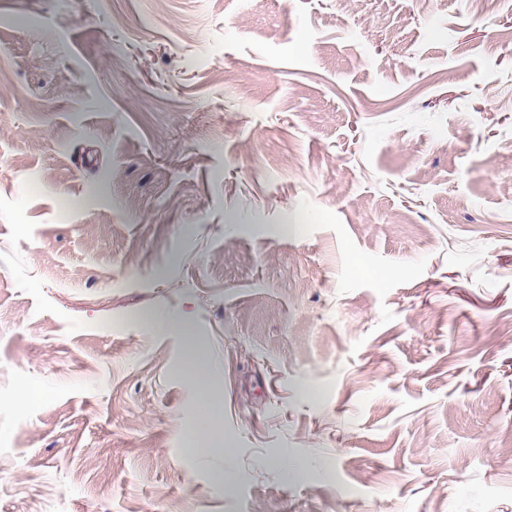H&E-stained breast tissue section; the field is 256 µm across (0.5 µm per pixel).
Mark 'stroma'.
I'll return each mask as SVG.
<instances>
[{"mask_svg": "<svg viewBox=\"0 0 512 512\" xmlns=\"http://www.w3.org/2000/svg\"><path fill=\"white\" fill-rule=\"evenodd\" d=\"M510 434L512 0H0V512H512ZM189 354L187 378L190 382L196 383L201 388L203 400L213 409H221L222 402L216 400L208 391L207 374L213 371L211 361L206 360L195 338L189 336Z\"/></svg>", "mask_w": 512, "mask_h": 512, "instance_id": "obj_1", "label": "stroma"}]
</instances>
